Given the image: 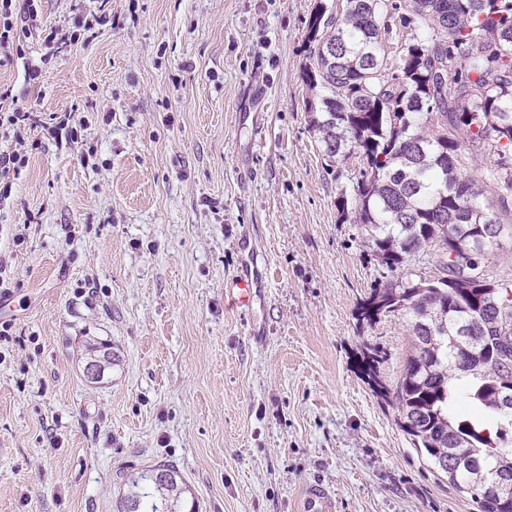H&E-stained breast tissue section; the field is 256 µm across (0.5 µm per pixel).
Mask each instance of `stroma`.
<instances>
[{"instance_id":"1","label":"stroma","mask_w":512,"mask_h":512,"mask_svg":"<svg viewBox=\"0 0 512 512\" xmlns=\"http://www.w3.org/2000/svg\"><path fill=\"white\" fill-rule=\"evenodd\" d=\"M336 0H42L40 24L102 11L42 82L0 61L32 109L28 163L0 172V512H118L128 477L176 466L185 512H476L376 396L363 340L398 382L407 316L359 327L388 271L341 218L360 162L327 167L309 129L305 31ZM73 113L76 134L56 129ZM268 288H229L242 245ZM109 344L101 381L86 347ZM300 511L337 512L335 495L322 484L309 485L302 493Z\"/></svg>"}]
</instances>
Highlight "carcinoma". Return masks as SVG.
I'll use <instances>...</instances> for the list:
<instances>
[{
	"label": "carcinoma",
	"mask_w": 512,
	"mask_h": 512,
	"mask_svg": "<svg viewBox=\"0 0 512 512\" xmlns=\"http://www.w3.org/2000/svg\"><path fill=\"white\" fill-rule=\"evenodd\" d=\"M403 26L426 29L390 65L381 52L389 0H342L341 12L319 5L311 14L302 80L310 129L334 162L362 163L352 195L337 198L341 216L364 226L371 252L393 272L427 256L448 269L453 249L471 269L488 268L512 202V0H408ZM466 151L490 158L500 209L482 200L460 171ZM422 287H417V284ZM407 314L412 352L395 389L380 379L389 353L363 342L361 368L373 391L394 400L397 424L433 464L448 458V483L470 496L476 512H512L505 493L477 478L476 468L512 473V411L499 408L512 388V298L448 275L419 282L379 281L355 307L359 327ZM461 395L497 423L491 433L460 419L450 401ZM185 482L160 464L129 480L123 512H179Z\"/></svg>",
	"instance_id": "obj_1"
}]
</instances>
